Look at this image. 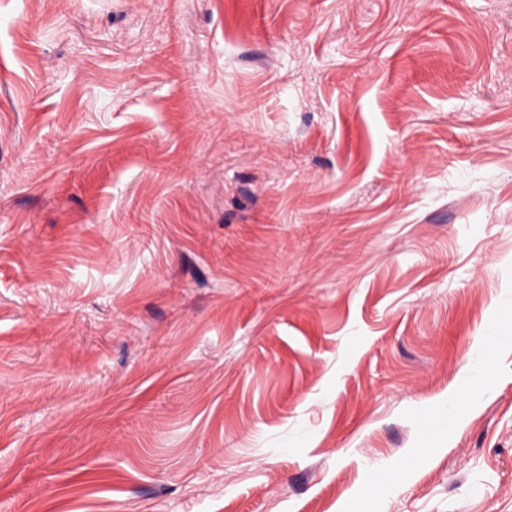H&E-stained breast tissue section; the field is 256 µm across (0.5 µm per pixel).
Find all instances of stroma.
I'll return each mask as SVG.
<instances>
[{"mask_svg":"<svg viewBox=\"0 0 512 512\" xmlns=\"http://www.w3.org/2000/svg\"><path fill=\"white\" fill-rule=\"evenodd\" d=\"M512 0H0V512H512Z\"/></svg>","mask_w":512,"mask_h":512,"instance_id":"35a3bbf8","label":"stroma"}]
</instances>
